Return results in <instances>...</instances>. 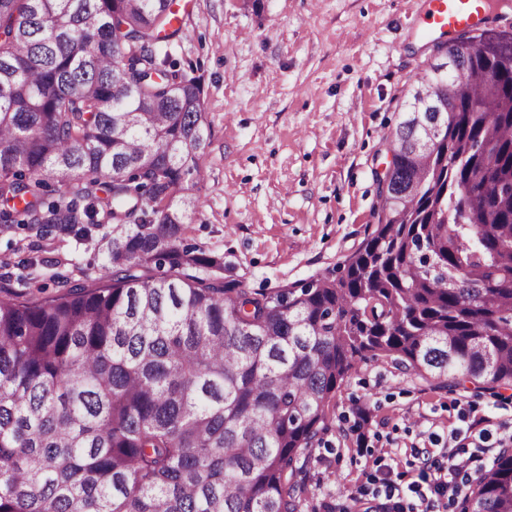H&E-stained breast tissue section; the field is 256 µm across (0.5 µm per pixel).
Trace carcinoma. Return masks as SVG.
Masks as SVG:
<instances>
[{"label":"carcinoma","instance_id":"1","mask_svg":"<svg viewBox=\"0 0 512 512\" xmlns=\"http://www.w3.org/2000/svg\"><path fill=\"white\" fill-rule=\"evenodd\" d=\"M176 19L172 0H0V231L93 245L111 281L0 297V512H298L358 363L512 388V36L435 43L378 224L266 292L183 244L208 121L149 46ZM445 59L468 83L433 112ZM458 509L512 512V448Z\"/></svg>","mask_w":512,"mask_h":512}]
</instances>
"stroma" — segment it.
<instances>
[{"label": "stroma", "instance_id": "obj_1", "mask_svg": "<svg viewBox=\"0 0 512 512\" xmlns=\"http://www.w3.org/2000/svg\"><path fill=\"white\" fill-rule=\"evenodd\" d=\"M183 32L155 43L196 78L208 118L188 244L223 256L252 290L302 284L336 266L378 222L388 139L436 34L424 0H176ZM93 251L66 237L33 246L0 232V274L11 292L57 295L66 275L101 284ZM371 418L367 449L350 427ZM485 417L493 438L512 430V389L431 384L388 361L360 363L337 393L333 421L298 475L302 512H365L387 480L416 481L439 451Z\"/></svg>", "mask_w": 512, "mask_h": 512}]
</instances>
